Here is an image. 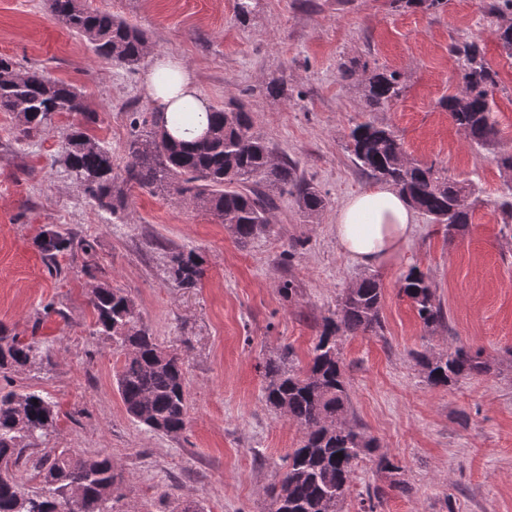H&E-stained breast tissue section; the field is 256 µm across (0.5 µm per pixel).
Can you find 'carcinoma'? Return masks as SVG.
Here are the masks:
<instances>
[{
	"instance_id": "obj_1",
	"label": "carcinoma",
	"mask_w": 512,
	"mask_h": 512,
	"mask_svg": "<svg viewBox=\"0 0 512 512\" xmlns=\"http://www.w3.org/2000/svg\"><path fill=\"white\" fill-rule=\"evenodd\" d=\"M51 16L88 42L94 53L128 68L136 66L148 50L147 38L137 27L110 13L86 8L84 0H48ZM466 94L441 101L470 144L483 148L494 143L496 120L493 91L497 72L476 43L455 45ZM400 76L386 70L371 74L362 85L363 121L349 134V150L356 164L374 181L403 194L431 224L444 226L448 236L471 224L473 182L448 178L433 165L412 161L396 132L371 119L370 113L399 99ZM78 89L51 77L43 69L19 72L14 62L0 56V112L14 115L18 136L44 133L57 116L83 112ZM208 134L190 143L174 141L162 148L150 142L163 137L166 121L157 112H136L134 134L120 167L112 153L87 128L73 127L65 138L61 161L98 206L113 214L127 206L124 188L138 186L166 192L218 219L242 244L272 230L277 200L296 193L304 216L311 220L325 207V199L301 181L296 165L251 132L245 108L228 103L206 113ZM496 162L509 179L508 196L499 202L512 219V151ZM41 253L54 260L79 248L92 253L90 243L54 226L37 242ZM203 262L193 251H172L167 273L182 288L201 280ZM399 293L415 309L430 331L445 321L432 281L411 268L400 280ZM383 292L377 274L368 273L344 289L334 316L324 319L306 366L293 365L284 351L264 366V398L272 408L300 426L303 437L284 457L278 488L267 491L268 512H337L350 490L355 468L372 453L375 440L349 417L350 381L340 357L338 337L383 333ZM90 304L95 332L121 346L124 360L116 371L118 392L127 413L138 423L166 436L178 437L187 427L185 361L158 342L140 324L134 299L106 282L93 288ZM39 357L35 341H26L0 326V373L21 371ZM416 359L427 383L449 387L463 379L490 371L481 350L457 346L450 352H419ZM54 403L37 391H11L0 395V457L13 466H31L41 489L29 493L10 473H0V512H122L123 478L114 472L112 458L98 454L83 458L67 448H43L57 429ZM74 487L82 498L71 501L63 489Z\"/></svg>"
}]
</instances>
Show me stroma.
Instances as JSON below:
<instances>
[{"mask_svg":"<svg viewBox=\"0 0 512 512\" xmlns=\"http://www.w3.org/2000/svg\"><path fill=\"white\" fill-rule=\"evenodd\" d=\"M489 0H445L399 8L391 0H86L124 18L149 40L132 69L112 65L62 24L47 0H0V55L20 70L45 68L74 85L85 112L57 116L52 131L18 137L0 112V324L35 337L50 364L0 375V390H35L58 411L50 448L107 453L126 478V512H164L165 492L207 512H266V488L301 428L263 396V364L284 350L298 362L342 288L364 274L336 245L340 205L373 182L346 148L362 110L369 71L398 72L402 97L375 112L411 158L472 180L477 200L466 231L446 238L418 218L402 256L378 267L384 332L341 339L354 419L397 473L359 462L341 512H361L368 490L388 493L376 512H512V229L497 204L505 178L495 157L512 150V57L493 31ZM478 43L498 73L493 146H471L441 107L462 84L452 44ZM155 55L181 58L211 105L236 100L253 129L326 205L306 222L295 195H283L274 229L240 244L213 216L176 196L134 188L119 214L100 209L60 162L65 134L88 125L121 162L133 113L151 110L141 78ZM352 65L350 80L339 77ZM281 82L279 95L269 94ZM54 224L89 241L51 264L36 240ZM195 251L204 275L193 288L169 279L172 251ZM426 272L447 321L424 330L398 282ZM102 282L132 296L143 325L185 357L188 424L179 437L135 422L116 390L123 355L94 332L89 304ZM293 286L285 295V286ZM465 345L481 350L489 373L448 388L427 385L416 353Z\"/></svg>","mask_w":512,"mask_h":512,"instance_id":"stroma-1","label":"stroma"}]
</instances>
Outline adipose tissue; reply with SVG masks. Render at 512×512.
I'll use <instances>...</instances> for the list:
<instances>
[{
    "instance_id": "adipose-tissue-1",
    "label": "adipose tissue",
    "mask_w": 512,
    "mask_h": 512,
    "mask_svg": "<svg viewBox=\"0 0 512 512\" xmlns=\"http://www.w3.org/2000/svg\"><path fill=\"white\" fill-rule=\"evenodd\" d=\"M143 85L155 111L179 112L188 104L201 114L211 109L198 91L190 68L174 57H155ZM414 231L413 208L396 189L387 185L350 197L336 216L338 248L365 267L394 261Z\"/></svg>"
}]
</instances>
